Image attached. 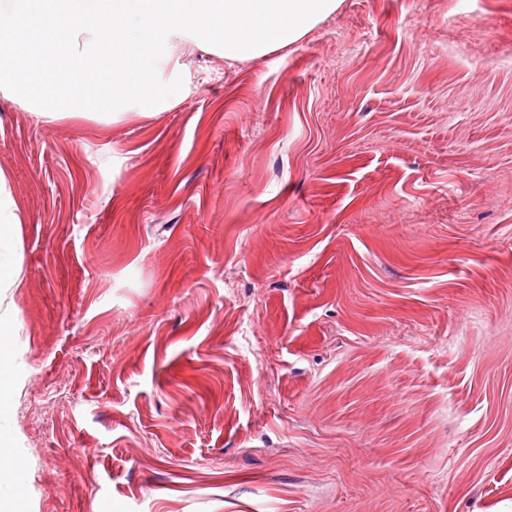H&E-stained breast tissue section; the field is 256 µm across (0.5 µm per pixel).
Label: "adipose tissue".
I'll use <instances>...</instances> for the list:
<instances>
[{"mask_svg":"<svg viewBox=\"0 0 512 512\" xmlns=\"http://www.w3.org/2000/svg\"><path fill=\"white\" fill-rule=\"evenodd\" d=\"M21 222L19 209L13 198L9 180L0 171V345L5 342V332L16 317L12 306L5 300L14 288L22 284L21 259L17 231Z\"/></svg>","mask_w":512,"mask_h":512,"instance_id":"adipose-tissue-1","label":"adipose tissue"}]
</instances>
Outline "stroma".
Listing matches in <instances>:
<instances>
[{
    "label": "stroma",
    "mask_w": 512,
    "mask_h": 512,
    "mask_svg": "<svg viewBox=\"0 0 512 512\" xmlns=\"http://www.w3.org/2000/svg\"><path fill=\"white\" fill-rule=\"evenodd\" d=\"M160 111L0 90L18 512H512V0H342ZM21 224L19 209L13 198L9 180L0 170V307L14 288H20L21 259L17 231Z\"/></svg>",
    "instance_id": "stroma-1"
}]
</instances>
